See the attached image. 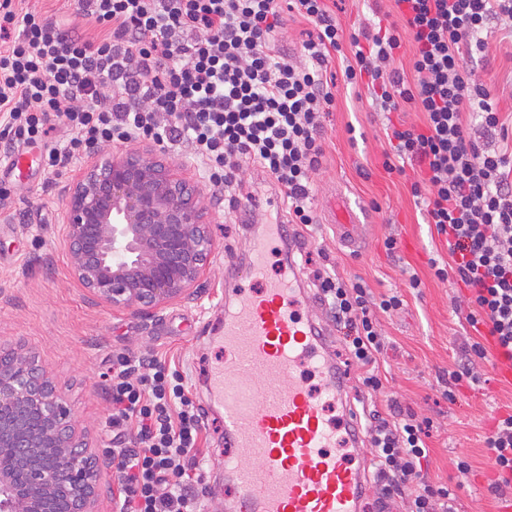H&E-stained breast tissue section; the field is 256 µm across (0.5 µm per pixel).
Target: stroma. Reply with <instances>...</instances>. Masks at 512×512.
Wrapping results in <instances>:
<instances>
[{
  "label": "stroma",
  "mask_w": 512,
  "mask_h": 512,
  "mask_svg": "<svg viewBox=\"0 0 512 512\" xmlns=\"http://www.w3.org/2000/svg\"><path fill=\"white\" fill-rule=\"evenodd\" d=\"M336 16L347 32L400 20L393 0H339ZM490 43L489 63L472 70L507 122L512 120V35L497 32ZM422 120L414 111L381 112L365 84L353 88L337 82L336 108L325 122V157L314 175V222L300 232L303 248L296 260L309 289L321 272L361 282L377 296L402 295L403 309L378 316L382 334L394 344L385 356L384 386L405 409L432 422L424 466L428 481L452 490L457 512H512L504 497L489 490L495 473L485 446L495 417L512 412V384L501 380L491 362L478 359L473 363L478 383L449 386L450 372L475 336L461 305L465 291L435 275L436 265L448 260L446 238L412 197L410 176L383 166L388 123L418 125ZM159 157L182 166L183 176L201 188L215 248L198 296L170 304L152 318L94 304L72 278L61 227L66 176L39 169L21 179L0 165V346H21L37 355L71 407L79 434L97 449L98 512H116L118 501L107 433L113 353L155 352L174 361L184 368L193 396L209 405L200 375L205 366L223 361L224 351L210 343L204 326L223 316L225 289L241 281L252 225L274 223L283 204L279 188L258 166L245 167L247 197L229 209L223 189L209 186L189 148L168 149ZM340 195L362 211L356 251L338 244L328 222ZM389 236L398 241L392 254L384 247ZM414 277L419 287H411ZM449 389L454 392L450 398L445 395ZM204 420L199 500L203 512H226L222 434L216 416L208 413ZM463 459L471 464L470 473L459 470Z\"/></svg>",
  "instance_id": "1"
}]
</instances>
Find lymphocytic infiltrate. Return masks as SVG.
Instances as JSON below:
<instances>
[{
    "label": "lymphocytic infiltrate",
    "mask_w": 512,
    "mask_h": 512,
    "mask_svg": "<svg viewBox=\"0 0 512 512\" xmlns=\"http://www.w3.org/2000/svg\"><path fill=\"white\" fill-rule=\"evenodd\" d=\"M402 26L345 33L327 0H68V26L0 0V151L39 149L51 174L99 143L147 138L187 144L213 185L236 206L239 172L255 163L279 186L288 221H313L312 175L325 152L323 118L336 106L332 54L351 51L345 82L367 84L382 111L410 108L422 125H389L391 157L417 177L414 198L444 235L450 262L436 269L467 290V321L479 338L454 382L474 381L473 359H512V131L469 62L488 61L489 35L512 29V0H394ZM315 32L293 62L279 48L285 14ZM98 26L83 31L81 20ZM410 70L394 67L404 40ZM64 131L57 139L56 131ZM319 288L360 386L383 387L387 345L378 313L403 306L359 282L322 275ZM112 475L118 512H199L194 469L204 412L179 370L157 354L112 358ZM429 423L396 401L371 409L365 438L374 481L408 512H456L455 497L423 474ZM485 444L496 478L512 489V413L496 418Z\"/></svg>",
    "instance_id": "obj_1"
}]
</instances>
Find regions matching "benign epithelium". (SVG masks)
Here are the masks:
<instances>
[{"label":"benign epithelium","mask_w":512,"mask_h":512,"mask_svg":"<svg viewBox=\"0 0 512 512\" xmlns=\"http://www.w3.org/2000/svg\"><path fill=\"white\" fill-rule=\"evenodd\" d=\"M200 193L150 152H93L65 187L62 224L92 301L153 317L195 296L214 250ZM93 463L36 355L0 352V512H96Z\"/></svg>","instance_id":"1"}]
</instances>
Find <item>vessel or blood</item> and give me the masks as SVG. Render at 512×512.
Returning a JSON list of instances; mask_svg holds the SVG:
<instances>
[{
	"instance_id": "obj_1",
	"label": "vessel or blood",
	"mask_w": 512,
	"mask_h": 512,
	"mask_svg": "<svg viewBox=\"0 0 512 512\" xmlns=\"http://www.w3.org/2000/svg\"><path fill=\"white\" fill-rule=\"evenodd\" d=\"M297 248L283 225H261L246 270L250 285L237 289L223 322L210 327L224 344L223 362L204 373L223 427L224 486L234 512H363L371 488L360 418L325 331L305 313ZM276 256L280 271L272 276ZM302 365L318 388L294 378ZM284 375L287 388H276ZM327 398L342 406L337 419L326 415ZM244 450L256 464L242 460Z\"/></svg>"
}]
</instances>
